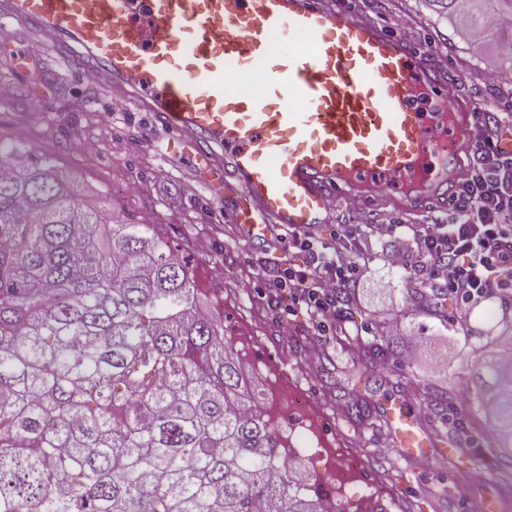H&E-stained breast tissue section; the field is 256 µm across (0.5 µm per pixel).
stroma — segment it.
<instances>
[{
	"label": "stroma",
	"mask_w": 512,
	"mask_h": 512,
	"mask_svg": "<svg viewBox=\"0 0 512 512\" xmlns=\"http://www.w3.org/2000/svg\"><path fill=\"white\" fill-rule=\"evenodd\" d=\"M337 9L364 16L396 34L415 33V51L430 53L444 81L456 84L457 99L470 105H492L502 125L497 146L512 157V87L490 80L507 69L496 31L471 34L427 0H335ZM113 99L98 84L87 82L76 57H62L28 28L8 25L0 40V142L16 148L24 160L54 158L58 173L76 196L95 210L112 213L122 224H150L171 245L190 255L201 287L210 291L205 309L224 302V331L249 327L263 342L267 359L249 372L251 396L261 400L271 375L288 373L302 381L336 433V450L362 454L375 483L386 489L392 512H512V455L501 453L491 436V419L478 409L474 396L490 377L470 350L477 333L512 336V298L493 296L465 309L441 293L439 309L429 312L413 300L422 278L413 269L388 265L387 254L398 242L388 238L369 256L359 297L337 305L336 326L313 336L304 314L292 310L288 295L265 294L261 272L271 255L269 242L245 241L234 221L243 208L240 192L211 190L190 157L149 113ZM391 184L365 201H339L317 237L328 240L338 224H427L447 221L448 207L438 203L420 215L391 202ZM397 327L385 329L384 319ZM391 342L394 354L378 365L353 355L346 333ZM318 346L316 360L304 359L306 338ZM422 353L403 358L409 340ZM448 363L434 369L435 353ZM414 385L448 396V411L427 407L406 393ZM359 399L363 420L342 417L346 401ZM408 405L423 426L464 430L473 441L467 454L455 449H429L425 456L404 459L389 428L376 424L390 401Z\"/></svg>",
	"instance_id": "35a3bbf8"
}]
</instances>
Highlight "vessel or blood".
Masks as SVG:
<instances>
[{"mask_svg": "<svg viewBox=\"0 0 512 512\" xmlns=\"http://www.w3.org/2000/svg\"><path fill=\"white\" fill-rule=\"evenodd\" d=\"M0 19L76 54L115 99L153 113L202 173L249 202L248 241L312 233L341 199L389 179L420 212L451 196L469 148L452 136L471 113L419 111L454 89L409 41L331 0H0ZM266 79L244 93L224 77ZM386 419L414 459L438 439L403 405Z\"/></svg>", "mask_w": 512, "mask_h": 512, "instance_id": "vessel-or-blood-1", "label": "vessel or blood"}]
</instances>
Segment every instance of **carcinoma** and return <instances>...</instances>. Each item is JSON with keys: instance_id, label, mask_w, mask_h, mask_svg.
<instances>
[{"instance_id": "1", "label": "carcinoma", "mask_w": 512, "mask_h": 512, "mask_svg": "<svg viewBox=\"0 0 512 512\" xmlns=\"http://www.w3.org/2000/svg\"><path fill=\"white\" fill-rule=\"evenodd\" d=\"M469 32L485 0H426ZM512 46V0H495ZM0 144V512H326L247 399L224 319L150 224L84 206ZM388 347L359 343L373 365ZM476 394L512 437V372Z\"/></svg>"}]
</instances>
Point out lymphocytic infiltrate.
<instances>
[{
    "mask_svg": "<svg viewBox=\"0 0 512 512\" xmlns=\"http://www.w3.org/2000/svg\"><path fill=\"white\" fill-rule=\"evenodd\" d=\"M498 128L483 127L475 161L459 180L450 202L452 218L434 224H339L329 245L314 235L278 234L289 247L305 252V266L272 261L265 268V289L288 293L318 335L336 324V302L349 295L375 245L394 237L399 244L387 261L397 268L430 265L434 287L447 289L465 307L512 288V166L494 150Z\"/></svg>",
    "mask_w": 512,
    "mask_h": 512,
    "instance_id": "obj_1",
    "label": "lymphocytic infiltrate"
}]
</instances>
